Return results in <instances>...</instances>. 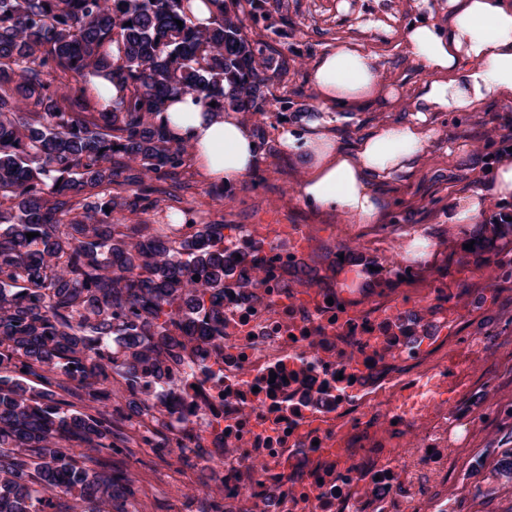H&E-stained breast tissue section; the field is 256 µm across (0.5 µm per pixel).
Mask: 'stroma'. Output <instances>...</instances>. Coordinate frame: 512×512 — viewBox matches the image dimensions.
Instances as JSON below:
<instances>
[{"mask_svg": "<svg viewBox=\"0 0 512 512\" xmlns=\"http://www.w3.org/2000/svg\"><path fill=\"white\" fill-rule=\"evenodd\" d=\"M424 20L447 25L448 0H280L256 12L247 21L250 36L288 60L287 75L270 88L265 116L248 125L260 149L257 168L218 200L211 194L213 182L187 165L176 178L156 183L172 195L167 207L146 210L139 218L165 224L191 208L207 222L300 224L308 235L305 261L323 279L332 277L340 246L376 259L370 278L382 287L378 294L358 296L359 305H419L414 321L431 338L412 371L443 358L449 372L467 383L448 407L449 423L463 427L465 435L449 442L433 477L421 484L419 512H431L438 500L447 512H512V483L492 476L497 461L512 451V251L502 254L493 281L475 268L448 263L460 243L448 222V205L483 186L490 167L512 149V104L485 112L428 113V151L413 169L379 184L385 211L376 224H350L340 215L308 208L299 194L302 163L282 146L286 131L314 121L331 128L338 143L348 147L386 124L416 120V92L426 75L404 49L401 34ZM343 39L376 54L385 80L400 87L402 96L393 110L375 104L345 112L319 110L311 69ZM415 235L432 242L429 257L407 275L394 276L392 263L402 262L403 247ZM443 302L454 309L445 320L432 312ZM126 468L143 490L144 512H174L176 498L161 487L174 465L139 453L127 459Z\"/></svg>", "mask_w": 512, "mask_h": 512, "instance_id": "stroma-1", "label": "stroma"}]
</instances>
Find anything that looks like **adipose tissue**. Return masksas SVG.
<instances>
[{
    "mask_svg": "<svg viewBox=\"0 0 512 512\" xmlns=\"http://www.w3.org/2000/svg\"><path fill=\"white\" fill-rule=\"evenodd\" d=\"M402 41L427 75L418 91L427 111L478 112L492 103H512V0H448L447 28L413 24ZM310 79L324 107L346 110L375 101L390 109L399 99L398 89L383 80L376 56L349 40L324 52ZM164 118L177 138L190 141L195 165L213 182L240 184L259 164L254 137L234 114L205 111L192 96L179 95ZM429 140L420 124H387L345 148L314 122L285 133L283 147L306 163L300 195L307 205L355 224H376L384 206L378 183L409 169ZM490 194L512 203V158L502 157L493 169L489 191L449 204V223L472 228Z\"/></svg>",
    "mask_w": 512,
    "mask_h": 512,
    "instance_id": "1",
    "label": "adipose tissue"
}]
</instances>
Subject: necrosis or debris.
<instances>
[{
	"label": "necrosis or debris",
	"instance_id": "necrosis-or-debris-1",
	"mask_svg": "<svg viewBox=\"0 0 512 512\" xmlns=\"http://www.w3.org/2000/svg\"><path fill=\"white\" fill-rule=\"evenodd\" d=\"M230 248L258 253L266 275L225 288L223 336L175 369L170 448L220 490L217 512H414L398 467L414 449L433 469L448 420L426 413L429 434L411 445L398 405L419 355L408 313L289 284L307 248L301 225L253 224Z\"/></svg>",
	"mask_w": 512,
	"mask_h": 512
}]
</instances>
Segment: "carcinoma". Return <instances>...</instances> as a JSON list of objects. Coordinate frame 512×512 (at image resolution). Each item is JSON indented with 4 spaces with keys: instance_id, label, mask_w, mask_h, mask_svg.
I'll use <instances>...</instances> for the list:
<instances>
[{
    "instance_id": "carcinoma-1",
    "label": "carcinoma",
    "mask_w": 512,
    "mask_h": 512,
    "mask_svg": "<svg viewBox=\"0 0 512 512\" xmlns=\"http://www.w3.org/2000/svg\"><path fill=\"white\" fill-rule=\"evenodd\" d=\"M267 2L203 0L204 22L191 0H0V512H140L112 457L166 448L169 426L143 406L131 433L112 400L134 403L224 335L230 279L260 285L263 260L226 251L225 224L174 233L114 212L160 207L146 181L187 161L161 118L170 98L266 114L287 61L244 17ZM104 72L119 80L110 110L87 86ZM68 74L82 81L61 92ZM468 240L457 263L497 278L512 223Z\"/></svg>"
}]
</instances>
